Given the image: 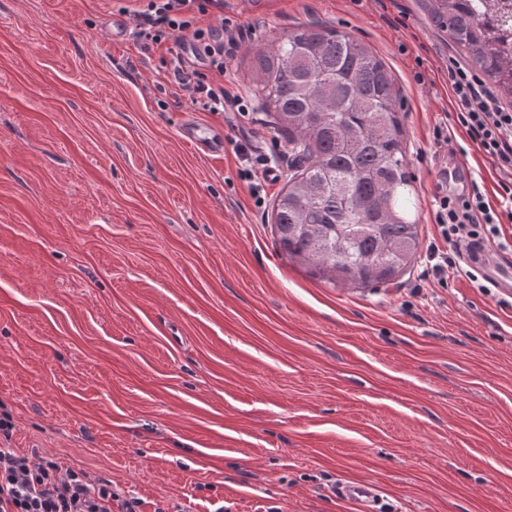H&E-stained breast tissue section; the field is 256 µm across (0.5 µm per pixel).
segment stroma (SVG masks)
Instances as JSON below:
<instances>
[{
    "label": "stroma",
    "instance_id": "obj_1",
    "mask_svg": "<svg viewBox=\"0 0 512 512\" xmlns=\"http://www.w3.org/2000/svg\"><path fill=\"white\" fill-rule=\"evenodd\" d=\"M138 0H0V411L10 447L108 481L139 512H512V291L425 277L333 285L289 260L273 204L287 137L254 91L256 50L312 22L392 71L420 243L449 151L455 191L502 178L455 122L426 0H224L223 74L246 116L203 112L172 53L112 15ZM192 119L220 150L180 138ZM447 123L450 147L433 131ZM267 155L255 207L236 141ZM344 498L356 503L360 512H376L377 490L370 484L349 482L340 488Z\"/></svg>",
    "mask_w": 512,
    "mask_h": 512
}]
</instances>
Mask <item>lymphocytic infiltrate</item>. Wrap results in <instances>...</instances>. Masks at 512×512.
<instances>
[{
  "label": "lymphocytic infiltrate",
  "instance_id": "obj_1",
  "mask_svg": "<svg viewBox=\"0 0 512 512\" xmlns=\"http://www.w3.org/2000/svg\"><path fill=\"white\" fill-rule=\"evenodd\" d=\"M224 0H145L135 10L136 36L148 44L182 46L192 39L197 56L209 69L224 70ZM213 22L200 26L201 16ZM173 77L205 112H248L246 100L208 82L184 58H176ZM448 85L458 108L459 125L477 147L502 170L512 172V110L500 106L481 79L456 59L448 61ZM499 205L487 201L478 182L468 191L436 196L435 223L447 251L430 245L426 274L446 283L449 274L466 277L474 287L489 290L483 272L490 251L505 248L501 227L512 224V181L502 183ZM132 501H118L107 481H92L80 468L56 458L38 457L14 448H0V512H136Z\"/></svg>",
  "mask_w": 512,
  "mask_h": 512
}]
</instances>
